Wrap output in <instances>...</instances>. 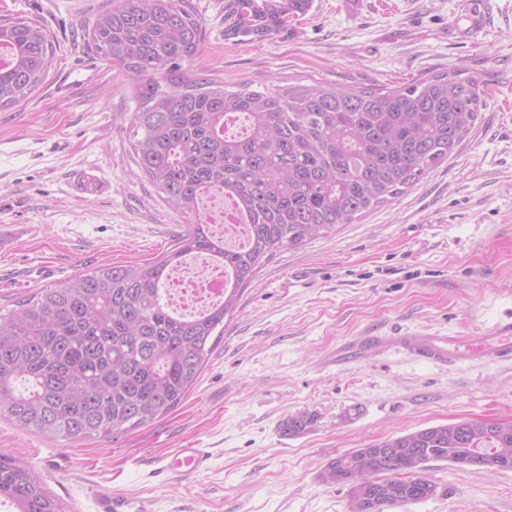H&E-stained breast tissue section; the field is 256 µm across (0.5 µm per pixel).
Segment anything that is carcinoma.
Masks as SVG:
<instances>
[{
  "instance_id": "obj_1",
  "label": "carcinoma",
  "mask_w": 512,
  "mask_h": 512,
  "mask_svg": "<svg viewBox=\"0 0 512 512\" xmlns=\"http://www.w3.org/2000/svg\"><path fill=\"white\" fill-rule=\"evenodd\" d=\"M313 0H224V38H273ZM203 25L186 0H114L87 39L132 83L137 165L186 219L167 251L144 264H109L38 288L0 313V413L21 431L69 443L118 439L181 404L222 342L216 331L241 292L283 251L351 224L398 198L459 149L480 115L483 85L443 73L393 88L291 83L273 92L226 90L191 78ZM54 47L35 21H0V110L43 83ZM241 118L245 132L226 133ZM222 195L248 218L229 248L200 204ZM224 268V299L194 315L173 310L164 278L183 257ZM316 414H290L281 436ZM512 470V421L461 420L420 428L331 459L326 483L349 486L362 468L387 505L425 501L439 485L426 464ZM16 512H63L36 476L0 454V500Z\"/></svg>"
}]
</instances>
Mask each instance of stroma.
<instances>
[{
    "instance_id": "1",
    "label": "stroma",
    "mask_w": 512,
    "mask_h": 512,
    "mask_svg": "<svg viewBox=\"0 0 512 512\" xmlns=\"http://www.w3.org/2000/svg\"><path fill=\"white\" fill-rule=\"evenodd\" d=\"M205 39L192 72L234 90L291 80L394 87L459 72L485 85L480 119L458 152L393 202L278 255L224 319V339L195 389L158 421L117 440L52 441L0 418V454L34 471L65 512H106L122 494L142 512H348L323 481L337 455L464 419L512 421V362L437 366L393 346L340 362L357 336L491 335L512 319V0H314L265 40L224 38V0H190ZM112 0H0V19L45 27L54 57L39 89L0 111V309L54 268V282L165 252L182 218L135 163L129 81L85 31ZM480 11V31L468 14ZM95 175L101 192H86ZM318 419L280 436L288 414ZM195 444L207 471L166 467ZM443 495L387 512H512V470L426 465Z\"/></svg>"
}]
</instances>
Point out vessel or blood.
Returning a JSON list of instances; mask_svg holds the SVG:
<instances>
[{
  "mask_svg": "<svg viewBox=\"0 0 512 512\" xmlns=\"http://www.w3.org/2000/svg\"><path fill=\"white\" fill-rule=\"evenodd\" d=\"M390 342L387 336H362L340 347L336 356L345 359L357 352L371 356L384 350ZM405 344L419 359L441 366L464 357L481 358L488 354L512 362V320L499 322L492 335L479 337L475 343L465 346L437 334H419L406 339ZM206 461L203 449L190 446L177 449L169 468L178 477H190L200 473Z\"/></svg>",
  "mask_w": 512,
  "mask_h": 512,
  "instance_id": "1",
  "label": "vessel or blood"
}]
</instances>
